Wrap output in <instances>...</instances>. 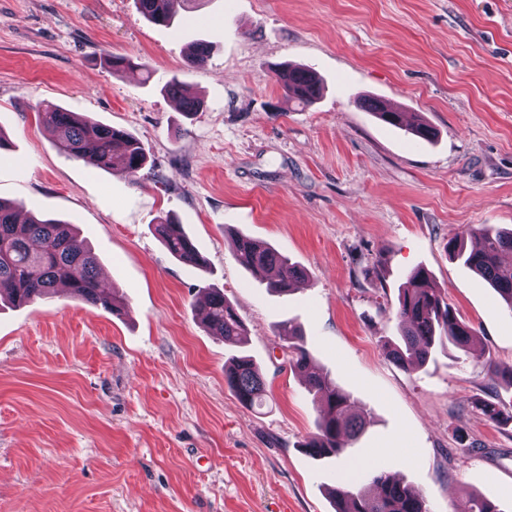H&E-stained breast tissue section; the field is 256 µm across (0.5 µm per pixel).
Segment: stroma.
<instances>
[{
    "instance_id": "stroma-1",
    "label": "stroma",
    "mask_w": 512,
    "mask_h": 512,
    "mask_svg": "<svg viewBox=\"0 0 512 512\" xmlns=\"http://www.w3.org/2000/svg\"><path fill=\"white\" fill-rule=\"evenodd\" d=\"M210 55L187 65L193 44ZM136 71L113 74L106 55ZM322 79L288 101L274 66ZM188 83L202 108L168 96ZM403 106L436 136L364 108ZM51 102L138 139L137 174L93 170L39 122ZM0 199L74 225L115 313L58 293L0 302V512H334L329 488L361 463L419 491L429 512L470 494L512 512V310L452 260L449 239L512 228V0H209L171 25L135 0H0ZM172 216L206 260L184 265L156 226ZM305 269L277 294L234 257L235 235ZM425 268L474 330L405 370L382 353L407 274ZM217 288L244 342L208 332ZM297 321L314 365L369 424L348 456L302 449L320 410L280 334ZM250 356L268 398L244 406L224 365ZM465 444H458L457 434Z\"/></svg>"
}]
</instances>
